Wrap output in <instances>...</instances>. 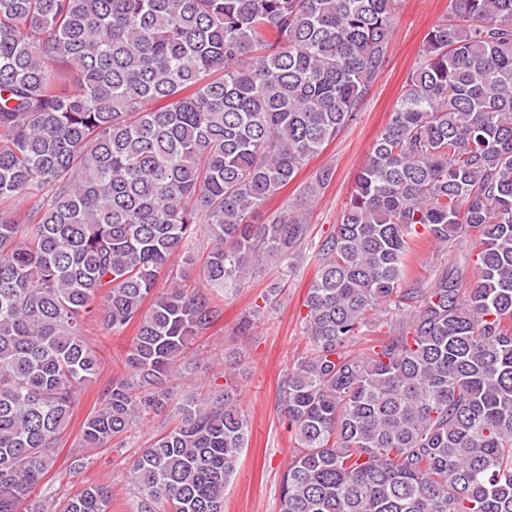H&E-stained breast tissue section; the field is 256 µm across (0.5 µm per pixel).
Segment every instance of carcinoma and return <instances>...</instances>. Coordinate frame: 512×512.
I'll return each instance as SVG.
<instances>
[{
  "instance_id": "carcinoma-1",
  "label": "carcinoma",
  "mask_w": 512,
  "mask_h": 512,
  "mask_svg": "<svg viewBox=\"0 0 512 512\" xmlns=\"http://www.w3.org/2000/svg\"><path fill=\"white\" fill-rule=\"evenodd\" d=\"M400 2L0 0V512L98 375L90 324L137 325L82 424L103 448L165 412L226 294L295 256L334 169L306 209L264 207L357 119ZM451 5L316 246L279 512H512V0ZM202 235L201 285L158 286ZM453 241L474 260L420 279L422 244ZM220 377L146 443L130 512H224L250 423ZM111 504L91 485L62 512Z\"/></svg>"
}]
</instances>
